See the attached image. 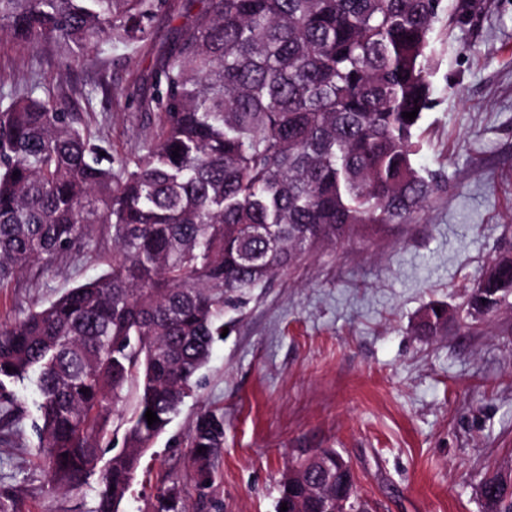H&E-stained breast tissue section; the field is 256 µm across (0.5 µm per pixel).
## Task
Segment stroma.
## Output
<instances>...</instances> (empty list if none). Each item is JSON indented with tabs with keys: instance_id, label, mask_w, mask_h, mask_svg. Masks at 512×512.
Here are the masks:
<instances>
[{
	"instance_id": "obj_1",
	"label": "stroma",
	"mask_w": 512,
	"mask_h": 512,
	"mask_svg": "<svg viewBox=\"0 0 512 512\" xmlns=\"http://www.w3.org/2000/svg\"><path fill=\"white\" fill-rule=\"evenodd\" d=\"M478 2L433 35V106L413 162L443 188L412 221L306 256L258 291L142 457L125 512H151L163 478L179 482L187 512H276L286 468L324 448L379 512H484L480 479L512 465V300L469 329L412 331L430 303L463 308L492 258L512 252V0ZM173 28L161 18L146 46L89 52L65 76L52 49L0 34V88L34 78L65 90L93 113L91 135L129 158L148 125L136 102ZM111 257L104 238L94 257L0 288V322L97 277ZM7 390L23 416L0 427V512H89L91 489L55 488L38 453L35 379ZM207 413L223 417L224 444L202 490L189 436Z\"/></svg>"
}]
</instances>
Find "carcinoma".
<instances>
[{
  "mask_svg": "<svg viewBox=\"0 0 512 512\" xmlns=\"http://www.w3.org/2000/svg\"><path fill=\"white\" fill-rule=\"evenodd\" d=\"M476 0H0V32L52 47L64 68L114 43L136 49L159 17L181 19L138 102L154 115L146 145L115 163L88 133L91 114L34 81L0 95V287L96 249L112 231V266L0 325V416L18 408L4 381L37 374L41 446L52 484L98 474L91 512H122L140 460L191 393L224 315L242 313L304 256L383 224L412 220L437 190L414 164L413 138L431 104V39ZM418 110L411 121L402 113ZM178 156H172L173 151ZM105 155H100V152ZM486 288L512 297V258L492 261L467 314L485 317ZM440 311H435V307ZM431 303L414 333L448 331ZM129 417L113 413L127 393ZM158 417L148 425L145 413ZM122 448L100 471L109 432ZM193 479L208 488L224 420L199 418L189 437ZM202 447L204 451L197 452ZM323 479L298 463L277 506L334 512L336 450ZM482 478L485 512H512V491ZM340 512H366L355 474ZM176 481L153 512H184Z\"/></svg>",
  "mask_w": 512,
  "mask_h": 512,
  "instance_id": "1",
  "label": "carcinoma"
}]
</instances>
